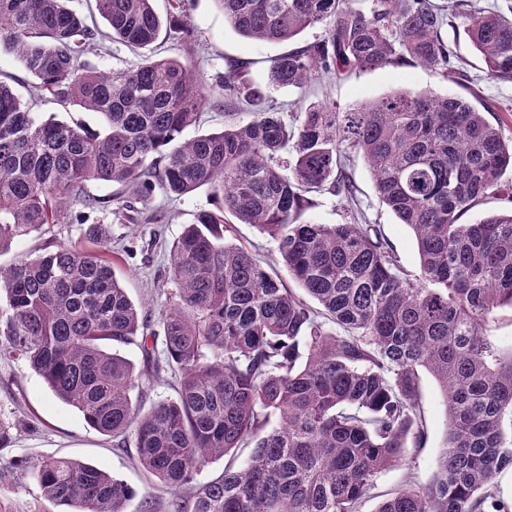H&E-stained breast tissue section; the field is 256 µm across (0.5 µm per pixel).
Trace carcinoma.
I'll return each mask as SVG.
<instances>
[{"instance_id": "cac0c4a2", "label": "carcinoma", "mask_w": 512, "mask_h": 512, "mask_svg": "<svg viewBox=\"0 0 512 512\" xmlns=\"http://www.w3.org/2000/svg\"><path fill=\"white\" fill-rule=\"evenodd\" d=\"M65 2L0 0V49L19 54L38 100L99 113L104 130L45 119L0 81V253L74 207L112 209L89 194L91 180L144 204L157 188L181 198L206 186L223 206L200 212L171 246L173 289L148 336L101 255L109 224L86 227L90 248L58 244L0 266V353L23 357L100 434L133 438L141 466L173 492L170 512H359L378 475L405 461L408 439L425 436L423 368L443 391V450L427 484L405 485L375 512H507L493 478L512 469V350L488 327L512 308V210L465 216L488 197L512 203V143L467 100L430 91L345 108L312 102L292 124L264 101L268 89L354 68L413 61L446 73L457 55L443 30L454 24L489 79L512 82V17L450 13L434 0H215L246 38L290 42L314 26L326 37L273 59L264 87L230 68L218 92L251 107V120L183 140L206 101L197 78L176 59L87 67L103 32ZM183 2L164 19L153 0L95 6L112 38L144 48L164 27L189 35ZM352 149L414 231L419 275L404 272L376 224L300 221L313 192L355 197L342 174ZM227 212L276 243L319 308L226 241ZM160 335L152 370L178 375L176 396L144 410L119 348ZM226 456L222 475L196 482ZM29 471L1 464L0 481ZM30 472L58 512H126L134 496L77 461L50 458Z\"/></svg>"}]
</instances>
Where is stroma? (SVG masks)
<instances>
[{
    "label": "stroma",
    "instance_id": "stroma-1",
    "mask_svg": "<svg viewBox=\"0 0 512 512\" xmlns=\"http://www.w3.org/2000/svg\"><path fill=\"white\" fill-rule=\"evenodd\" d=\"M185 13L193 30L191 41L177 36L160 35L148 48L134 49L117 40L106 41L102 50L89 52L87 61L105 69L126 68L144 57L174 58L211 87L217 76L230 67H243L257 84H265L271 61L294 47L321 41L324 27L306 29L294 42L268 43L250 40L236 33L224 20L215 0H185ZM444 35L460 54L458 70L451 75L414 62L376 70H353L340 78L321 77L301 89H275L269 103L285 120H292L308 103L329 100L345 107L358 101H370L403 88L429 90L441 95L469 98L486 112L498 126L505 140H512V83L495 82L486 76L485 64L475 52L463 30L446 27ZM346 174L357 187L356 204L323 191L314 193L315 208L306 218L317 224H343L357 219L362 224L380 225L408 274L420 272L415 235L398 222L392 211L378 198L363 155L350 153ZM155 210L156 219L146 223L139 212L143 207ZM220 206L208 188L202 187L184 198H168L154 193L149 204L134 202L126 215L113 216L89 209H72L65 223L50 225L40 233L18 240L11 250L0 254V264L9 265L24 257L42 253L58 244L82 245L81 229L86 224H111L112 240L106 256L112 271L130 299L148 320H156L166 294L169 249L184 225L194 223L198 212ZM229 243L246 247L262 264L271 265L288 288L296 282L278 256L274 241L250 224H235L227 236ZM122 356L131 361L141 378L132 397L142 407L172 397L174 375L163 373L161 379L146 377V354L137 344L125 346ZM422 411L427 432L422 443L408 442L406 462L381 472L374 497L366 499L362 512H374L377 497L401 488L408 478L428 483L433 475L446 432V417L440 387L428 373L420 375ZM0 421L15 425L12 443L0 448V463L20 460L34 466L51 457H65L99 467L124 480L134 491L127 512H142L144 501L159 505L157 512H167L170 492L143 469L134 446H122L111 437L91 428L75 408L55 398L42 377L27 362L14 355H0ZM0 512H56L41 496L34 480L0 485Z\"/></svg>",
    "mask_w": 512,
    "mask_h": 512
}]
</instances>
